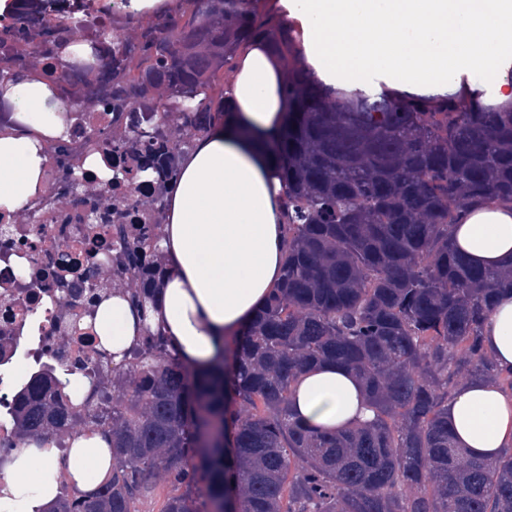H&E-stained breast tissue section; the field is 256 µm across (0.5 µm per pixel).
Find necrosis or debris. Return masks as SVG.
<instances>
[{
    "instance_id": "4bbe7bcc",
    "label": "necrosis or debris",
    "mask_w": 512,
    "mask_h": 512,
    "mask_svg": "<svg viewBox=\"0 0 512 512\" xmlns=\"http://www.w3.org/2000/svg\"><path fill=\"white\" fill-rule=\"evenodd\" d=\"M108 120L104 112L94 113L89 122L78 120L69 162L75 166L84 192L72 194L65 184L56 181L49 191L32 200V207L45 215L39 235L30 234L24 211L0 213V225L10 228L17 245L12 260H0V330L14 332L35 325L39 338L53 344L54 351L47 357L54 363H69L94 346L91 338L79 339L61 329V318L76 314L78 306L76 297H58L57 280L68 277L91 287L96 277L89 271L88 259L112 250L116 240L113 225L161 221L154 203L156 176L142 172L122 179L116 172L130 165L125 153L106 148L89 156L79 151L82 131L102 127ZM87 196L111 199L112 222L99 225L95 237L84 241L75 230ZM40 355L36 348L19 353L14 341L0 338L1 396L16 397L21 382L18 364L32 366Z\"/></svg>"
}]
</instances>
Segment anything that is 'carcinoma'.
Masks as SVG:
<instances>
[{"label": "carcinoma", "mask_w": 512, "mask_h": 512, "mask_svg": "<svg viewBox=\"0 0 512 512\" xmlns=\"http://www.w3.org/2000/svg\"><path fill=\"white\" fill-rule=\"evenodd\" d=\"M179 2L143 20L70 0H15L0 17V84L30 69L75 113H147L143 124L87 134L81 148L132 145L170 170L171 154L193 140L167 148L165 131L177 124L198 135L232 110L210 90L256 37L296 53L260 0ZM76 43L89 52L69 55ZM286 93L280 287L253 325L218 348V382L200 388L148 322L161 225L137 224L120 238L108 281L69 328H88L129 283L142 342L119 361L98 344L80 405L68 369L37 365L12 407L15 442L0 443L2 465L24 441L66 448L89 428L112 437L110 477L92 495L62 484L50 512H139L160 474L169 490L159 512H512V452L488 463L448 432L460 382L499 376L482 330L512 273L473 267L450 230L476 203L512 207V111L472 87L371 101L327 91L303 70L288 76ZM324 361L357 372L373 422L331 437L300 424L290 395L301 372ZM501 380L512 387V373Z\"/></svg>", "instance_id": "obj_1"}]
</instances>
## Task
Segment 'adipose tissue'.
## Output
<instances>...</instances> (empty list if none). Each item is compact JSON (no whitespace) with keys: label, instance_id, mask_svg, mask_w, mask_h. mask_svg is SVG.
I'll return each instance as SVG.
<instances>
[{"label":"adipose tissue","instance_id":"adipose-tissue-1","mask_svg":"<svg viewBox=\"0 0 512 512\" xmlns=\"http://www.w3.org/2000/svg\"><path fill=\"white\" fill-rule=\"evenodd\" d=\"M305 33L312 80L368 94L390 86L441 94L463 72L493 75L494 93L512 98V0H282ZM230 86L234 109L198 137L167 186L161 245L166 266L154 290V316L192 376L214 364L217 344L238 336L282 281L286 241L283 132L285 66L271 41L255 40ZM15 105L0 118V208L14 211L42 190L48 144L67 137L49 101L55 85L28 71L4 92ZM475 265L512 270V209L472 215L451 233ZM96 331L122 353L140 338L138 313L122 296L103 302ZM487 355L512 371V290L500 293L483 330ZM308 429L340 433L374 418L359 379L333 362L308 368L290 396ZM456 444L490 462L512 450V389L495 379L467 381L448 400ZM112 471V442L90 429L65 452L21 443L0 467V512H48L62 480L89 489L88 474Z\"/></svg>","mask_w":512,"mask_h":512}]
</instances>
